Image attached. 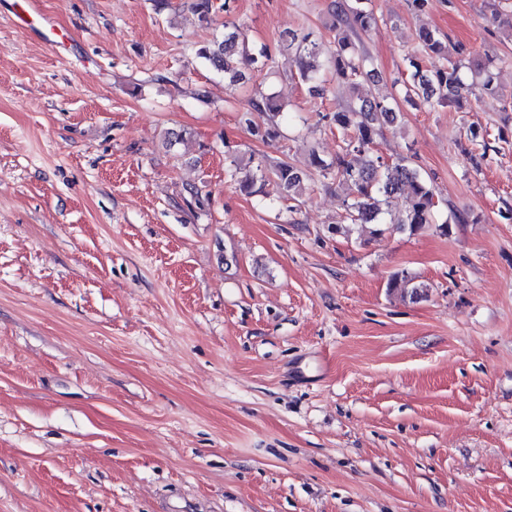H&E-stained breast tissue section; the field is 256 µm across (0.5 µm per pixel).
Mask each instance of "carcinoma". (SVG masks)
<instances>
[{
  "label": "carcinoma",
  "instance_id": "cac0c4a2",
  "mask_svg": "<svg viewBox=\"0 0 512 512\" xmlns=\"http://www.w3.org/2000/svg\"><path fill=\"white\" fill-rule=\"evenodd\" d=\"M331 28L336 30L335 50L321 56L320 45L313 32L302 30L288 34L286 49L297 68L298 80L322 98L336 93L344 85L352 93L345 104L322 115L341 136L336 154L323 158L315 149L308 153L309 166L319 177L349 190L345 200L346 219L359 232L375 236L383 227L392 230L417 232L435 223L440 201L435 199L430 178L421 173L405 157L388 161L375 149V138L383 126H394L401 113L396 98L364 89L373 81L369 69L371 60L360 54L350 34L368 32L378 18L371 0H333ZM421 52L439 59L433 71L425 73L415 56L407 57L413 68L412 82L405 86L403 99L420 107H464V101L479 89L495 94L493 60L465 56L460 48H448L439 32L423 25L418 30ZM205 64L224 76L230 86L246 79L244 69L274 68V58L265 45L249 43L246 30L240 24L224 25V34L196 49ZM253 110L241 113L239 123L249 135L263 143L280 137L284 106L278 96L262 94L252 103ZM266 115L258 124L253 111ZM226 182L240 193L261 201L279 203V212L293 214L306 191L307 174L284 159L247 157L232 152L225 169ZM402 205L394 206L397 199ZM389 288L402 296L417 300L426 294L428 285L408 274L395 275Z\"/></svg>",
  "mask_w": 512,
  "mask_h": 512
}]
</instances>
